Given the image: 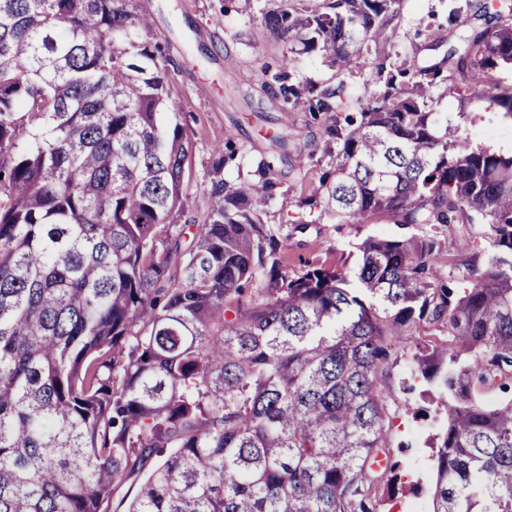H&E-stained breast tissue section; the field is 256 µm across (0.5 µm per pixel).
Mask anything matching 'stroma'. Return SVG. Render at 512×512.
Segmentation results:
<instances>
[{"label":"stroma","instance_id":"obj_1","mask_svg":"<svg viewBox=\"0 0 512 512\" xmlns=\"http://www.w3.org/2000/svg\"><path fill=\"white\" fill-rule=\"evenodd\" d=\"M463 2L401 0L388 30L392 52L414 58L421 67L439 62L456 45L460 31L483 24L470 11L449 21V10ZM141 4L153 17L154 35L166 47L179 120L195 143L192 177L184 191L188 212L204 214L214 203L209 168L217 148L229 140L238 148L236 160L224 168L225 180L233 182L250 176L259 160L272 159L271 140L284 134L289 159L272 160L274 197L263 207L261 219L283 238L289 270L299 271L302 261L315 257L339 266L365 238L398 234L393 224H338L328 216L301 229L285 223L284 211H296L328 158L323 117L287 108L278 96V63L287 47L263 30L265 0H141ZM374 71L373 63L366 61L340 76L314 53L296 56L289 68L295 80L343 84L348 113L377 92ZM468 111L463 126L470 134L483 131L481 145L512 144V117L486 102L474 103ZM428 388L413 374L409 346L397 347L385 380V407L393 419L391 453L400 463L404 490L391 496L386 488H379V512L432 508L427 492L433 475L428 440L440 429L441 419L432 413L421 419L413 416L414 408L423 406L421 393Z\"/></svg>","mask_w":512,"mask_h":512}]
</instances>
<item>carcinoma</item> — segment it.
Segmentation results:
<instances>
[{"label":"carcinoma","instance_id":"1","mask_svg":"<svg viewBox=\"0 0 512 512\" xmlns=\"http://www.w3.org/2000/svg\"><path fill=\"white\" fill-rule=\"evenodd\" d=\"M261 25L336 73L374 57L383 91L339 116L344 84L281 83L326 115L332 166L300 200L339 224L383 220L342 267L292 274L260 222L273 166L183 205L193 141L176 121L168 58L139 0H0V512H375L398 490L384 379L414 343L436 387L432 512H512V155L473 146L461 119L512 88V17L439 63L387 69L400 0H294ZM457 106L432 112V98ZM488 226L483 267L444 229Z\"/></svg>","mask_w":512,"mask_h":512}]
</instances>
